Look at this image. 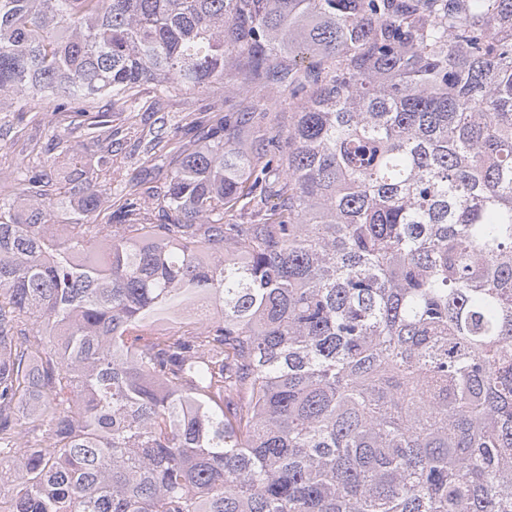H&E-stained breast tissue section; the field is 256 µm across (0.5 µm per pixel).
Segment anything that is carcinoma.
<instances>
[{"mask_svg": "<svg viewBox=\"0 0 512 512\" xmlns=\"http://www.w3.org/2000/svg\"><path fill=\"white\" fill-rule=\"evenodd\" d=\"M227 77L288 131L5 178L0 512H512V0H0V112Z\"/></svg>", "mask_w": 512, "mask_h": 512, "instance_id": "cac0c4a2", "label": "carcinoma"}]
</instances>
